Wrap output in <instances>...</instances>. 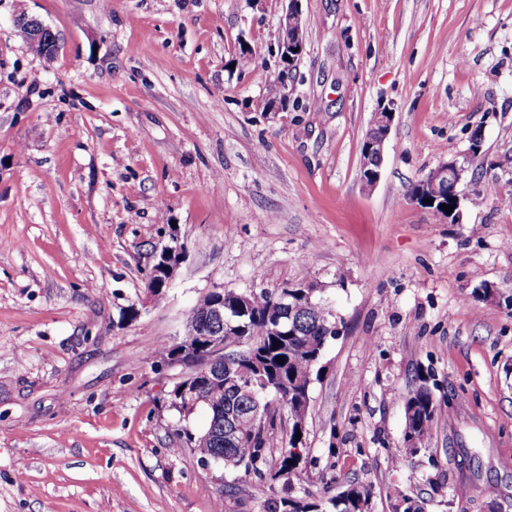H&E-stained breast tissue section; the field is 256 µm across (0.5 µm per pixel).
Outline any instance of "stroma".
Returning a JSON list of instances; mask_svg holds the SVG:
<instances>
[{
	"instance_id": "1",
	"label": "stroma",
	"mask_w": 512,
	"mask_h": 512,
	"mask_svg": "<svg viewBox=\"0 0 512 512\" xmlns=\"http://www.w3.org/2000/svg\"><path fill=\"white\" fill-rule=\"evenodd\" d=\"M287 4L0 0V512H266L177 439L187 369L162 350L213 288L301 282L338 327L310 390L311 489L512 512V0H302L296 93L271 119L268 72L234 63L244 44L268 58ZM22 11L57 34L52 63ZM451 159L462 193L496 189L454 222L409 196ZM173 237L186 259L146 299ZM419 373L439 413L396 467ZM15 26L27 47L39 55L40 49H58V40L50 27L26 14L15 19ZM394 116L395 112H393V108L390 106L381 107L378 112L373 113L372 123L375 125L377 131H379V135L376 138L377 131L370 125L366 133L365 140L363 141L362 150L366 149L368 143L376 138V140H374L366 149V154L368 157L372 158V162L375 165V167L368 170L367 176L363 175V169L370 167L371 163L368 160H365L364 168L362 163V182L366 188H373L377 185L380 179L381 160L383 158L385 145L391 130Z\"/></svg>"
}]
</instances>
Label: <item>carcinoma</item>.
I'll return each mask as SVG.
<instances>
[{"mask_svg":"<svg viewBox=\"0 0 512 512\" xmlns=\"http://www.w3.org/2000/svg\"><path fill=\"white\" fill-rule=\"evenodd\" d=\"M448 185L434 204L420 186L410 190L418 203L437 210L448 201ZM212 294L192 310L183 345L167 349L171 362L189 368L195 404L174 389L170 405L180 420L203 405L209 423L200 432L185 426L175 435L200 459L224 456V469L242 471L268 498V512H361L370 490L355 481L316 493L307 486L300 456L305 444L310 387L318 377L315 354L331 336L333 314L307 288H259L250 293L224 292V323L212 322ZM282 356L285 363L276 358ZM406 426L422 437L433 429L438 404L428 378L419 375L406 397ZM288 420V432L282 431ZM301 439H296V434Z\"/></svg>","mask_w":512,"mask_h":512,"instance_id":"cac0c4a2","label":"carcinoma"}]
</instances>
